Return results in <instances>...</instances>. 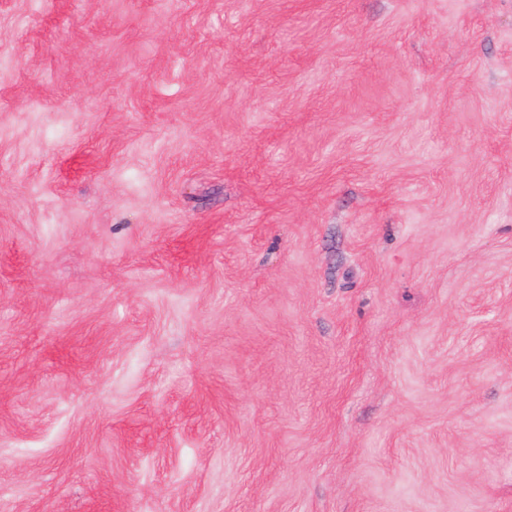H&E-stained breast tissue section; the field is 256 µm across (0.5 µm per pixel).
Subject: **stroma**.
Masks as SVG:
<instances>
[{"mask_svg":"<svg viewBox=\"0 0 512 512\" xmlns=\"http://www.w3.org/2000/svg\"><path fill=\"white\" fill-rule=\"evenodd\" d=\"M0 512H512V0H0Z\"/></svg>","mask_w":512,"mask_h":512,"instance_id":"stroma-1","label":"stroma"}]
</instances>
